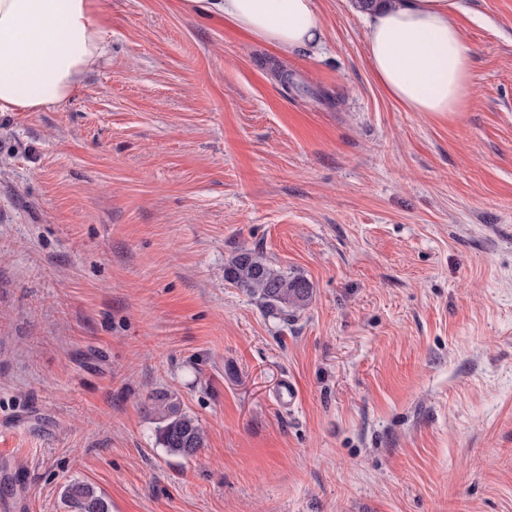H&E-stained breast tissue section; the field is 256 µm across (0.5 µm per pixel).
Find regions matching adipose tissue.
<instances>
[{
    "label": "adipose tissue",
    "instance_id": "ef3b65f1",
    "mask_svg": "<svg viewBox=\"0 0 512 512\" xmlns=\"http://www.w3.org/2000/svg\"><path fill=\"white\" fill-rule=\"evenodd\" d=\"M282 52L316 47L315 0H185ZM460 0H382L365 47L372 72L412 112L452 118L473 97L471 48L456 23ZM104 52L96 0H0V112H39L84 87Z\"/></svg>",
    "mask_w": 512,
    "mask_h": 512
}]
</instances>
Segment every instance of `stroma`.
Segmentation results:
<instances>
[{
  "label": "stroma",
  "mask_w": 512,
  "mask_h": 512,
  "mask_svg": "<svg viewBox=\"0 0 512 512\" xmlns=\"http://www.w3.org/2000/svg\"><path fill=\"white\" fill-rule=\"evenodd\" d=\"M462 4L476 93L448 120L379 85L355 0L286 55L99 0L83 91L0 113V503L512 512V0ZM245 250L308 307L226 281ZM161 394L195 457L157 444ZM224 275L265 308L286 311L289 316L301 313L312 300L314 289L304 276L277 270L251 250L239 253L224 269ZM155 437L167 454L188 459L206 445V435L196 417L181 408L171 396L156 397ZM67 496L77 503L81 512H109L106 500L87 484H72Z\"/></svg>",
  "instance_id": "obj_1"
}]
</instances>
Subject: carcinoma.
<instances>
[{"label":"carcinoma","instance_id":"cac0c4a2","mask_svg":"<svg viewBox=\"0 0 512 512\" xmlns=\"http://www.w3.org/2000/svg\"><path fill=\"white\" fill-rule=\"evenodd\" d=\"M224 275L235 287L259 299L270 310L295 316L311 302L312 284L302 275L284 273L271 266L259 253H239L224 269ZM155 437L167 454L188 459L206 445V435L196 417L181 408L170 396L156 398ZM67 496L81 512H109L106 500L87 484L74 483Z\"/></svg>","mask_w":512,"mask_h":512}]
</instances>
